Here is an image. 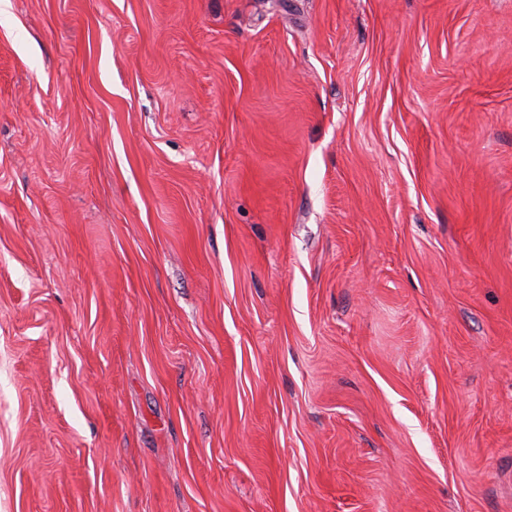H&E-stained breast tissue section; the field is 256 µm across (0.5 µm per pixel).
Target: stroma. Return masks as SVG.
Here are the masks:
<instances>
[{"mask_svg":"<svg viewBox=\"0 0 512 512\" xmlns=\"http://www.w3.org/2000/svg\"><path fill=\"white\" fill-rule=\"evenodd\" d=\"M0 512H512V0H0Z\"/></svg>","mask_w":512,"mask_h":512,"instance_id":"1","label":"stroma"}]
</instances>
